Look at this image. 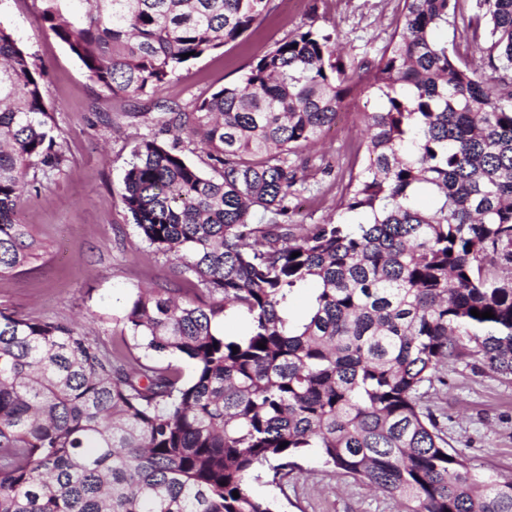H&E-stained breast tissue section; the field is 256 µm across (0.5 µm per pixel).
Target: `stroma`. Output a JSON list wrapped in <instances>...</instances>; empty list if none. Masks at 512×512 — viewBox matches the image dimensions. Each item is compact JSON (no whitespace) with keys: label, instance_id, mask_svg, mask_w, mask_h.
Masks as SVG:
<instances>
[{"label":"stroma","instance_id":"35a3bbf8","mask_svg":"<svg viewBox=\"0 0 512 512\" xmlns=\"http://www.w3.org/2000/svg\"><path fill=\"white\" fill-rule=\"evenodd\" d=\"M39 0H0V26L14 35L31 62L43 67L42 91L54 117L59 170L34 169L18 205L45 252L19 272L0 278V310L65 321L86 335L112 342L119 319L144 289L172 287L169 258L142 240L123 203L124 173L135 146L156 139L203 172L210 160L187 135L167 131L161 103L192 111L235 83L262 48L309 26L337 28L345 60L374 57L403 13V0H269L259 27L187 64L158 92L115 97L92 81L81 62L39 19ZM301 154L304 187L291 202L294 224H319L335 215L347 170L361 164L365 125L354 109ZM448 445L474 470L512 480V376L486 368L479 357L449 361L426 395ZM278 500L282 512H401L399 503L352 477L306 458L283 487L254 485Z\"/></svg>","mask_w":512,"mask_h":512}]
</instances>
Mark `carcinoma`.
Returning <instances> with one entry per match:
<instances>
[{
    "instance_id": "1",
    "label": "carcinoma",
    "mask_w": 512,
    "mask_h": 512,
    "mask_svg": "<svg viewBox=\"0 0 512 512\" xmlns=\"http://www.w3.org/2000/svg\"><path fill=\"white\" fill-rule=\"evenodd\" d=\"M403 2L371 60L345 62L338 32L311 26L194 111L160 104L217 175L143 140L122 199L187 287L139 293L120 319L130 338L110 350L0 310V512H275L252 482L280 487L310 453L404 512H512V481L451 453L422 392L469 352L512 376V0H475L483 68L438 37L465 0ZM267 4L40 0V17L91 80L135 98L236 41ZM42 79L0 26V277L42 256L15 219L30 169L61 163ZM358 88L364 164L338 208L360 221L296 235L298 150ZM229 313L243 337L219 329Z\"/></svg>"
}]
</instances>
